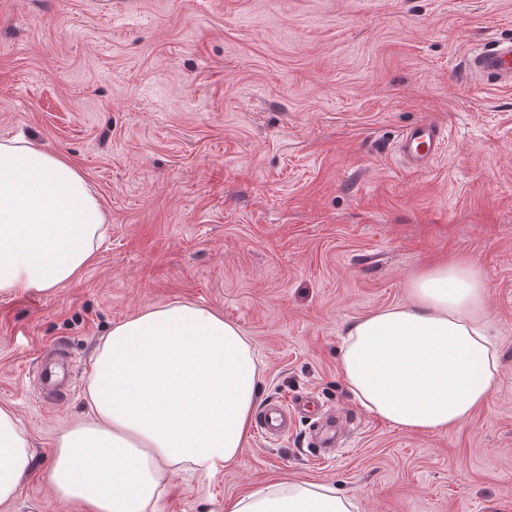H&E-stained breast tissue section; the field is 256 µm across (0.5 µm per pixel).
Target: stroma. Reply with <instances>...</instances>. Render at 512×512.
<instances>
[{"mask_svg": "<svg viewBox=\"0 0 512 512\" xmlns=\"http://www.w3.org/2000/svg\"><path fill=\"white\" fill-rule=\"evenodd\" d=\"M493 41H512V0H0V138L67 158L108 224L75 282L0 293V406L33 451L0 512H82L43 477L56 438L90 417L112 326L172 301L250 337L262 402L310 396L343 429L323 458L313 412L251 436L231 466L173 475L159 512H224L274 479L357 512H512V84L460 73ZM425 120L448 145L415 170L395 145ZM458 256L487 278L493 395L445 433L374 417L340 374L347 326ZM57 343L63 400L36 381Z\"/></svg>", "mask_w": 512, "mask_h": 512, "instance_id": "stroma-1", "label": "stroma"}]
</instances>
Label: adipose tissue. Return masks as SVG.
Returning a JSON list of instances; mask_svg holds the SVG:
<instances>
[{"instance_id": "1", "label": "adipose tissue", "mask_w": 512, "mask_h": 512, "mask_svg": "<svg viewBox=\"0 0 512 512\" xmlns=\"http://www.w3.org/2000/svg\"><path fill=\"white\" fill-rule=\"evenodd\" d=\"M107 231L78 169L25 138H0V293L77 280ZM408 304L352 323L345 383L374 416L412 431L447 432L486 403L500 354L486 321L487 280L471 260L415 275ZM252 342L217 312L169 302L115 325L98 345L92 412L58 436L47 482L85 512H156L169 479L231 465L259 401ZM30 441L0 406V505L32 468ZM328 484L274 480L225 499L224 512H353Z\"/></svg>"}]
</instances>
